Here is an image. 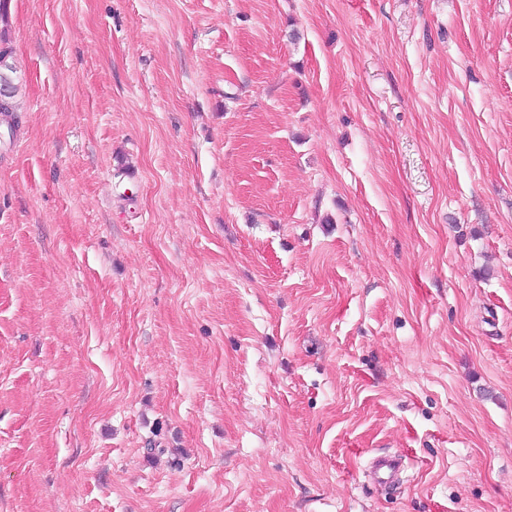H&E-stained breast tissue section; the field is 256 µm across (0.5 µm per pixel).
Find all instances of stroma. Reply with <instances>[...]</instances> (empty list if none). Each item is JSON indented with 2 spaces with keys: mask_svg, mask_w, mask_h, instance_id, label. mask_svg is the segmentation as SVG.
Instances as JSON below:
<instances>
[{
  "mask_svg": "<svg viewBox=\"0 0 512 512\" xmlns=\"http://www.w3.org/2000/svg\"><path fill=\"white\" fill-rule=\"evenodd\" d=\"M0 10V512H512V0ZM403 470V461L399 456H377L370 463L369 477L380 485H391L400 481Z\"/></svg>",
  "mask_w": 512,
  "mask_h": 512,
  "instance_id": "stroma-1",
  "label": "stroma"
}]
</instances>
